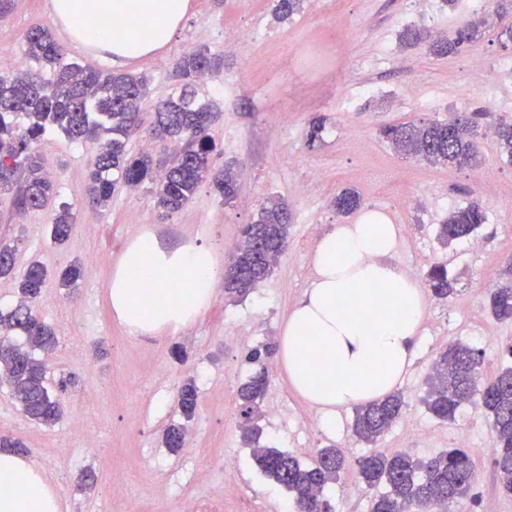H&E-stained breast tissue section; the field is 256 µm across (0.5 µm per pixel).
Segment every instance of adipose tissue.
I'll list each match as a JSON object with an SVG mask.
<instances>
[{
	"instance_id": "1",
	"label": "adipose tissue",
	"mask_w": 512,
	"mask_h": 512,
	"mask_svg": "<svg viewBox=\"0 0 512 512\" xmlns=\"http://www.w3.org/2000/svg\"><path fill=\"white\" fill-rule=\"evenodd\" d=\"M189 7L190 0H54L53 14L128 61L167 45ZM399 235L376 210L321 235L314 279L281 330V367L327 428L339 410L396 389L414 360L428 298L392 260ZM221 278L210 250L165 247L141 233L112 271V315L137 336L176 333L214 302ZM0 512H61L60 494L43 470L2 452Z\"/></svg>"
}]
</instances>
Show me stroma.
<instances>
[{
  "label": "stroma",
  "instance_id": "1",
  "mask_svg": "<svg viewBox=\"0 0 512 512\" xmlns=\"http://www.w3.org/2000/svg\"><path fill=\"white\" fill-rule=\"evenodd\" d=\"M425 2L444 36H453L466 19L482 22L480 36L445 57L405 47L401 32L417 24L409 0H304L301 11L284 22L273 17V0H190L173 40L154 54L121 65L95 54L81 56L83 65L96 70L146 74L154 101L172 92L173 64L183 53L203 44L223 56V74L199 85L198 98L219 114L210 131L217 144L211 166L233 167L240 192L228 205L211 184H202L180 211L163 218L146 184L133 196L116 193L108 207L97 210L87 196L97 141L73 142L52 133L37 148L44 167L56 175L48 206L22 214L9 198L0 199V239L18 246L14 278L0 279V312L15 306L17 278L31 260L55 270L76 260L83 266L76 288L49 281L38 306L58 337L50 360L54 374L76 378L58 394L63 418L52 427L34 423L10 387L0 383V436L23 442L25 458L59 489L62 512H202L219 492L221 512H243L248 498L259 502L261 512H292L287 491L256 467L241 438L237 391L253 370L247 354L278 342L309 284L316 244L311 225L326 230L347 223L334 202L348 189L359 194L362 208L405 226L393 255L402 270L421 279L431 266L443 264L455 286L448 299L427 305L416 357L401 385L403 416L375 448L425 459L465 442L477 477L471 497L459 499L453 512H485L491 503L496 512H512V496L501 490L485 452L491 439L485 410L470 404L446 423L422 402L433 360L449 343L482 350L484 381L512 363V321H497L489 309L490 292L512 259V213H501L494 196L482 190L491 181L498 192H512V159L488 134L480 139L479 167L431 165L397 153L382 134L389 124L444 121L475 110L486 111L491 124L501 118L512 122V38L493 22L497 6L512 12V0H458L453 7L445 0ZM7 20L0 25V77L14 73L31 28L63 30L43 0H12ZM240 28L252 31L251 41L234 40ZM476 57L483 70L473 69ZM228 82L235 85L229 97ZM490 99L497 102L491 111ZM318 115L326 117V130L312 143L309 122ZM315 168L324 171L325 183L300 194ZM274 196L288 207V248L260 288L234 302L217 296L175 335L134 336L113 319L112 267L134 230L166 223V244L207 247L224 268L226 242L238 238L241 226L256 220L262 202ZM472 202L488 217L477 233L481 250L467 239L444 244L437 224ZM64 205L88 230L56 248L48 226ZM187 382L195 384L199 399L188 422L177 405ZM261 407L260 444L301 462L328 445L350 459L370 450L352 436V409L339 411L335 429L325 428L320 410L290 387L274 359ZM182 421L186 443L170 450L163 433ZM229 466L239 489L226 493ZM326 495L335 512H369L370 493L353 474H344Z\"/></svg>",
  "mask_w": 512,
  "mask_h": 512
}]
</instances>
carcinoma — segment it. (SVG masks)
Segmentation results:
<instances>
[{
	"label": "carcinoma",
	"instance_id": "obj_1",
	"mask_svg": "<svg viewBox=\"0 0 512 512\" xmlns=\"http://www.w3.org/2000/svg\"><path fill=\"white\" fill-rule=\"evenodd\" d=\"M303 2L276 0L275 17L290 18ZM478 32L479 25L466 22L456 38L433 42L430 51L438 56L453 54ZM25 46L27 58L38 64V71L0 77V195L11 196L19 211L42 210L52 197L54 180L35 154V145L48 131H59L72 141L99 139L88 186L89 197L99 208L107 207L117 190L136 188L146 181L156 185L158 207L167 214L188 203L204 182L212 183L226 204L237 198L238 174L231 169L215 173L210 168L216 143L208 130L217 113L196 98L192 86L202 75L213 77L223 72L224 58L197 47L176 60L178 87L154 105L151 129L153 138L173 143L174 150L166 159L156 161L147 151L132 154L127 149L149 97L146 76L85 68L69 59L54 34L41 27L26 34ZM480 118L478 113H463L446 122L393 124L383 128V135L396 150L428 163L474 168L480 163L476 143ZM494 133L500 151L512 160V122L496 123ZM359 206L354 191L336 198V209L344 214ZM485 220L477 202L458 207L440 225L439 237L445 243L469 237ZM72 226L73 216L64 207L49 225L51 244H64ZM287 247L286 208L279 199L269 198L257 219L241 227L240 243L224 277V294L232 300L249 295L269 278ZM15 250L16 246L0 242V277L13 271ZM47 277L48 268L41 261L30 262L19 283L20 300L9 312L0 314L1 333L19 331L25 338L22 345L0 339V379L8 383L31 420L53 426L61 420L62 408L48 383L47 363L38 353L51 352L56 335L34 311ZM427 285L432 296L441 300L454 291L444 265L429 271ZM490 304L497 320H512V265L505 270L502 285L492 292ZM272 355V346L265 345L248 356L258 369L240 388L241 437L251 446L258 468L288 492L296 512H332L323 490L338 480L346 467L338 449L322 448L312 463L304 464L288 453L256 444L260 402L267 384L264 362ZM481 357L482 352L472 345H449L433 363L423 403L435 418L448 421L472 398L479 399L491 419L496 448L492 467L502 489L512 494V366L481 384L476 378ZM402 405L401 395L394 392L355 408L354 435L374 444L399 418ZM178 406L185 419L193 417L197 409L194 384L181 389ZM184 436V424H172L163 442L168 448H178ZM355 476L367 488L385 487L374 495L370 512H448L450 504L466 496L476 481L474 465L464 448H448L427 461L406 452L390 456L371 453L356 461Z\"/></svg>",
	"mask_w": 512,
	"mask_h": 512
}]
</instances>
